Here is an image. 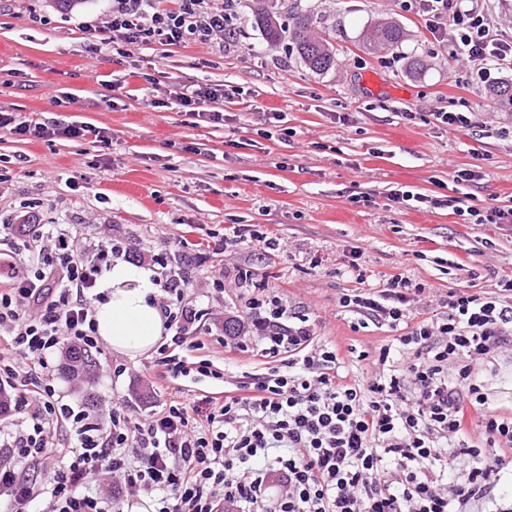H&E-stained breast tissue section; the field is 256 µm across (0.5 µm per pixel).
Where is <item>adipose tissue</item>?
<instances>
[{
    "label": "adipose tissue",
    "instance_id": "ef3b65f1",
    "mask_svg": "<svg viewBox=\"0 0 512 512\" xmlns=\"http://www.w3.org/2000/svg\"><path fill=\"white\" fill-rule=\"evenodd\" d=\"M100 289L105 295L95 310L100 339L131 358L153 350L164 332V318L154 301L151 271L115 262Z\"/></svg>",
    "mask_w": 512,
    "mask_h": 512
}]
</instances>
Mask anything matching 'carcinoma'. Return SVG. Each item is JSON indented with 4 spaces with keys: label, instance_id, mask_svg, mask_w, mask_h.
<instances>
[{
    "label": "carcinoma",
    "instance_id": "cac0c4a2",
    "mask_svg": "<svg viewBox=\"0 0 512 512\" xmlns=\"http://www.w3.org/2000/svg\"><path fill=\"white\" fill-rule=\"evenodd\" d=\"M281 0H257L253 10L256 24L263 30L266 41L278 44L283 35H288L303 62L313 71L325 72L336 66V49L331 38V30L323 25L322 18L313 12L294 13L291 25L284 27L279 22ZM403 33L399 25L380 22L368 30L363 38L365 49L380 52L399 47ZM95 364L89 354L79 348L68 350L62 363V372L72 378L89 379Z\"/></svg>",
    "mask_w": 512,
    "mask_h": 512
}]
</instances>
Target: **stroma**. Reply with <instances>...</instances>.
Listing matches in <instances>:
<instances>
[{
  "instance_id": "obj_1",
  "label": "stroma",
  "mask_w": 512,
  "mask_h": 512,
  "mask_svg": "<svg viewBox=\"0 0 512 512\" xmlns=\"http://www.w3.org/2000/svg\"><path fill=\"white\" fill-rule=\"evenodd\" d=\"M111 5L82 0L60 10L53 0H0V109L21 121L84 123L108 137L46 142L0 129V221L19 224L31 213L43 224L75 225L89 245L109 235L145 259L168 254L193 281L184 299L204 310L208 325L228 316L257 319L255 300L279 296L310 317L321 339L367 352L353 367L358 376L373 370L392 331L349 326L339 298L356 282L339 267L353 248L363 250L373 286L392 274L425 284L422 313L438 310L449 291H492L499 277H512V224H463L450 209L418 211L389 198L406 186L512 206V141L496 134L512 118V103L493 91L512 82V71L466 83L463 60L400 0H286L283 22L302 9L335 28L337 65L323 73L310 70L289 40L267 43L252 0H238L237 39L225 50L153 44L126 57L106 43L88 56L82 30L103 24ZM33 9L50 24L32 22ZM383 19L401 26L404 42L373 56L360 38ZM415 56L423 68H411ZM175 78L230 85L241 95L225 103L223 123H197L171 96ZM463 104L482 134L424 119ZM269 107L282 112V126L265 122ZM409 112L415 120H406ZM476 165L480 184L454 181L455 171ZM237 224L257 225L279 249L255 241L228 258L215 254ZM235 269L248 274L242 287H214ZM159 357L108 348L95 356L93 380L62 376L58 386L90 420H107V405L123 396L137 421L166 402L146 384ZM192 358L223 371L219 380L182 378L197 394L237 390L267 367L253 351L214 341ZM482 377L492 407L512 412V355L485 363Z\"/></svg>"
}]
</instances>
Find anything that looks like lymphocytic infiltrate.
<instances>
[{
    "label": "lymphocytic infiltrate",
    "instance_id": "1",
    "mask_svg": "<svg viewBox=\"0 0 512 512\" xmlns=\"http://www.w3.org/2000/svg\"><path fill=\"white\" fill-rule=\"evenodd\" d=\"M435 40L452 45L472 79L512 70V33L498 28L478 0H412ZM237 16L236 0H112L103 27L86 28L82 46L96 54L105 43L123 54L150 44L208 45L223 39ZM220 84L179 85L186 114L220 123ZM0 128L51 142L79 141L91 127L77 123L15 122L0 113ZM394 203L414 210L449 208L467 224H512V206L476 205L470 196L440 199L396 190ZM0 235L17 241L0 257V512H102L108 500L146 495L156 512H473L494 502L512 459V414L492 408L479 367L512 345V278L493 291H449L441 310L414 315L424 284L390 276L385 288L366 289L364 253L356 249L343 271L357 283L340 305L354 330L388 326L382 372L358 377L353 353L319 343L308 318L286 326L281 299L249 332L265 340V354L288 351L286 367L255 375L242 394L184 399L132 422L123 403L106 427H95L64 403L56 355L67 344L100 349L94 308L98 286L115 259L128 254L108 239L88 248L73 227L48 225L21 238L16 224ZM153 282L171 333L153 370L152 391L179 378L217 377L212 361H186L187 340L201 331L199 311L184 304L187 280L167 259ZM39 469L30 481L25 467ZM112 477L100 485L101 474Z\"/></svg>",
    "mask_w": 512,
    "mask_h": 512
}]
</instances>
